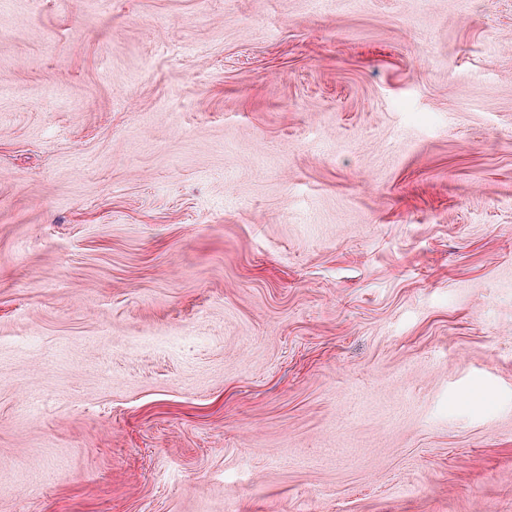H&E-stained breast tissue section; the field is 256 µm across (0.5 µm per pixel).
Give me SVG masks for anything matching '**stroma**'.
<instances>
[{
  "label": "stroma",
  "instance_id": "stroma-1",
  "mask_svg": "<svg viewBox=\"0 0 512 512\" xmlns=\"http://www.w3.org/2000/svg\"><path fill=\"white\" fill-rule=\"evenodd\" d=\"M0 512H512V0H0Z\"/></svg>",
  "mask_w": 512,
  "mask_h": 512
}]
</instances>
